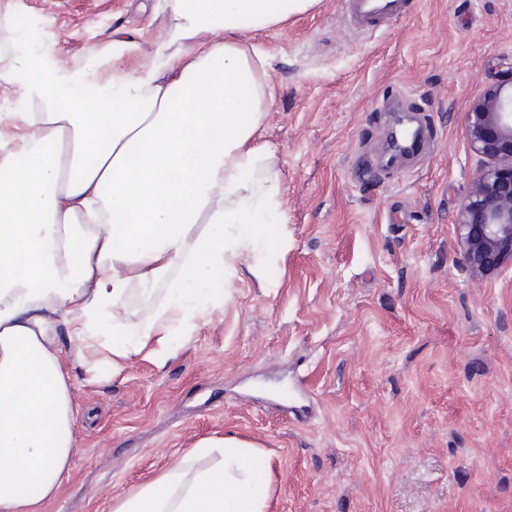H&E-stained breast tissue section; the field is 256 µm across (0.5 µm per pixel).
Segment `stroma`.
Listing matches in <instances>:
<instances>
[{"label": "stroma", "instance_id": "1", "mask_svg": "<svg viewBox=\"0 0 512 512\" xmlns=\"http://www.w3.org/2000/svg\"><path fill=\"white\" fill-rule=\"evenodd\" d=\"M23 19L12 54L85 65L114 28L148 64L167 0H0ZM273 100L257 135L275 152L288 247L196 321L173 358L77 372L75 453L44 512H111L200 442L232 433L273 470L271 512H512V264L465 267L455 218L480 161L466 114L512 67V0H406L359 34L320 0L253 36ZM25 73L0 64V134L31 129ZM424 129L381 163L391 113Z\"/></svg>", "mask_w": 512, "mask_h": 512}]
</instances>
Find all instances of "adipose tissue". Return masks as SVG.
Wrapping results in <instances>:
<instances>
[{
	"label": "adipose tissue",
	"mask_w": 512,
	"mask_h": 512,
	"mask_svg": "<svg viewBox=\"0 0 512 512\" xmlns=\"http://www.w3.org/2000/svg\"><path fill=\"white\" fill-rule=\"evenodd\" d=\"M318 2L168 0L167 38L137 71L122 29L67 75L17 57L34 132L0 142V512H42L69 472L77 368L166 361L229 300L242 261L287 247L275 155L255 141L267 58L249 35ZM159 284L150 316L129 322L133 288ZM198 453L210 464L183 460L112 512H269L256 444L229 434Z\"/></svg>",
	"instance_id": "1"
}]
</instances>
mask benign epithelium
<instances>
[{"label": "benign epithelium", "mask_w": 512, "mask_h": 512, "mask_svg": "<svg viewBox=\"0 0 512 512\" xmlns=\"http://www.w3.org/2000/svg\"><path fill=\"white\" fill-rule=\"evenodd\" d=\"M469 147L483 160L457 213L462 260L477 277L512 262V68L466 113Z\"/></svg>", "instance_id": "7a95c632"}]
</instances>
